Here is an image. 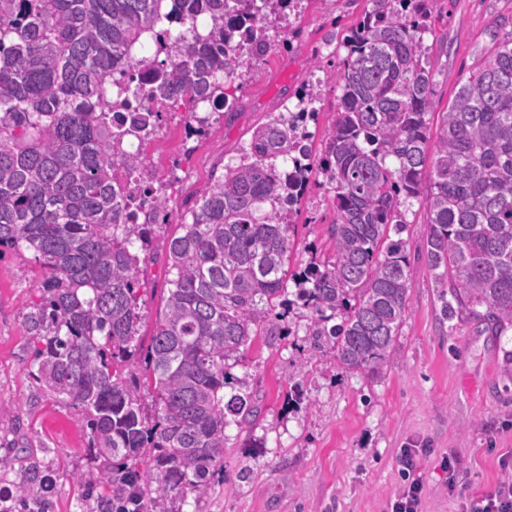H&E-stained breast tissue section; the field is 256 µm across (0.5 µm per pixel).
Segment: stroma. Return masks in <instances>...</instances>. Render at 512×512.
<instances>
[{"mask_svg": "<svg viewBox=\"0 0 512 512\" xmlns=\"http://www.w3.org/2000/svg\"><path fill=\"white\" fill-rule=\"evenodd\" d=\"M367 6V0H335L330 7L302 0L289 16L298 37L250 62L234 107L215 114L201 139L183 142L182 113L164 114L145 148L150 171L169 188V209L144 263L142 345L150 343L168 290L165 241L211 173L235 163L253 130L295 104L298 89L316 78L320 114L309 130L321 148L340 94L332 63L346 54L326 38L355 23ZM437 9L424 39L437 44L434 98L444 105L490 43L496 20L512 19V0H440ZM404 218L410 307L384 370L344 372L332 350H314L309 312L285 313L282 335L256 337L229 363L225 393L250 396L260 408L257 419L229 422L223 470L203 491L176 501L175 512H389L407 484L399 463L405 448L424 451L422 512L461 510L459 497L448 494L442 457H457L466 493L490 491L503 479L499 460L512 454V335L443 318L426 263V212L415 201ZM335 219L328 187H311L292 217L290 269L332 254L328 227ZM42 275L31 251L0 255V456L14 458L12 469L0 471V488L15 487L34 469L54 488L36 487L30 512H97V463L82 417L34 378L24 318L40 300Z\"/></svg>", "mask_w": 512, "mask_h": 512, "instance_id": "obj_1", "label": "stroma"}]
</instances>
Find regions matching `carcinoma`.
I'll return each mask as SVG.
<instances>
[{"label":"carcinoma","mask_w":512,"mask_h":512,"mask_svg":"<svg viewBox=\"0 0 512 512\" xmlns=\"http://www.w3.org/2000/svg\"><path fill=\"white\" fill-rule=\"evenodd\" d=\"M0 0V249L25 248L44 270L24 326L34 378L84 417L98 460L100 512H167L224 468L227 415L247 422L248 396L224 400L228 361L278 307L312 316L314 349L348 373L384 369L409 309L401 207L427 213L426 262L443 315L512 332V29L497 23L487 56L434 111L432 0H369L345 31L337 110L324 148L281 113L255 128L190 219L169 238L168 295L138 366L140 257L154 225L131 224L112 168L146 169L122 143L153 135L178 90L233 107L245 59L290 0ZM179 24L177 34L163 30ZM147 69L145 86L113 79ZM301 167L303 192L325 178L336 207L334 252L302 270L280 176ZM295 291L289 292L287 282ZM341 318V323L329 322ZM153 389L145 411L141 383Z\"/></svg>","instance_id":"obj_1"}]
</instances>
